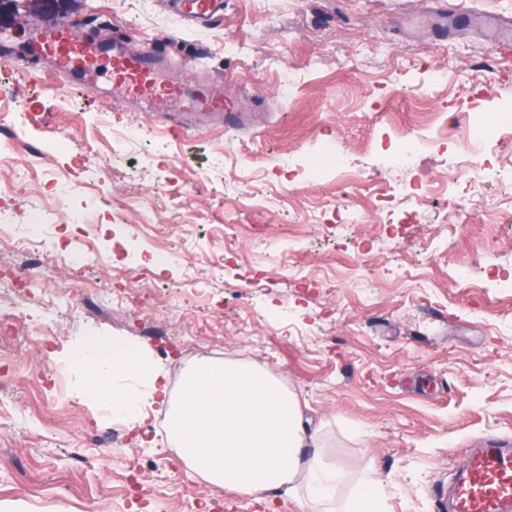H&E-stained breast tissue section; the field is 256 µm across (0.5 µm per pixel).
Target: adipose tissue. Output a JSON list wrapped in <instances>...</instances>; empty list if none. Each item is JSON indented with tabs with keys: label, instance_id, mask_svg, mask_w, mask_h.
Returning a JSON list of instances; mask_svg holds the SVG:
<instances>
[{
	"label": "adipose tissue",
	"instance_id": "1",
	"mask_svg": "<svg viewBox=\"0 0 512 512\" xmlns=\"http://www.w3.org/2000/svg\"><path fill=\"white\" fill-rule=\"evenodd\" d=\"M74 396L136 429L146 406L168 409L167 432L192 471L256 496L284 491L312 512H383L378 483L362 481L346 499L347 473L324 461V438L296 393L265 369L202 357L190 365L178 396L150 352L134 343L89 335L70 352Z\"/></svg>",
	"mask_w": 512,
	"mask_h": 512
}]
</instances>
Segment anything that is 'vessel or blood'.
<instances>
[{
  "label": "vessel or blood",
  "instance_id": "obj_1",
  "mask_svg": "<svg viewBox=\"0 0 512 512\" xmlns=\"http://www.w3.org/2000/svg\"><path fill=\"white\" fill-rule=\"evenodd\" d=\"M170 15L197 30L209 29L223 13V0H165ZM31 55L50 59L57 73H83L90 87L108 84L114 98L144 103L162 112L170 128L187 130L217 118L237 127L248 121L245 107L195 62L173 60L165 48L133 44L130 34L90 43L81 26L61 19L30 36ZM449 512H512V448H473L454 475L445 498Z\"/></svg>",
  "mask_w": 512,
  "mask_h": 512
}]
</instances>
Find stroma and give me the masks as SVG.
I'll return each mask as SVG.
<instances>
[{
  "label": "stroma",
  "mask_w": 512,
  "mask_h": 512,
  "mask_svg": "<svg viewBox=\"0 0 512 512\" xmlns=\"http://www.w3.org/2000/svg\"><path fill=\"white\" fill-rule=\"evenodd\" d=\"M111 12L112 23L137 40L161 44L177 59L203 58L210 74L246 92L293 93L256 113L258 131L225 129L214 120L172 134L149 112L88 91L73 73L48 93V62L0 64L8 98L0 110L17 113L25 141H65L46 154L41 179L75 185L72 160L87 139L99 143L102 194L78 191L74 202L97 210L99 256L87 277H71L66 260L42 272L33 295L0 299L18 314L14 337L0 339V512H211L232 498L234 512H310L280 494L271 500L234 494L188 473L167 439L165 407H150L135 431L112 438V422L78 403L60 382L69 346L97 332L157 349L158 328L170 326L180 351L160 357L170 390L203 356L227 357L267 369L291 390L312 425H324L326 456L352 480L375 478L386 512H441L436 490L468 449L488 440L512 441V193L495 187L490 211L475 210L470 227L455 219L423 224L339 225L338 200L366 203L369 188L390 178L381 147L410 132L385 110L376 81L391 79L421 112H442L465 127L472 109L494 112L512 96V52L493 57L498 80L485 84L474 62L489 54L477 31L431 39V0H225L224 15L197 32L176 23L160 0H0V19L17 29L61 18L86 20ZM237 43L228 56L224 45ZM448 73L447 87L426 93L431 65ZM137 126L161 141L130 148L114 160V132ZM346 155L356 184L336 178L287 179L280 166L303 164L322 144ZM16 162H0V209L14 223L33 205L53 209L15 180ZM264 179L276 207L248 209L224 194V183ZM152 195L151 223L116 224L141 193ZM279 240L281 261H270L260 238ZM481 253L470 282L459 265ZM154 275L155 310L139 300L142 266ZM372 288H357V279ZM125 291L130 307L102 312L91 288ZM44 315L53 335L42 348L27 345ZM103 446L86 442V432Z\"/></svg>",
  "instance_id": "1"
}]
</instances>
